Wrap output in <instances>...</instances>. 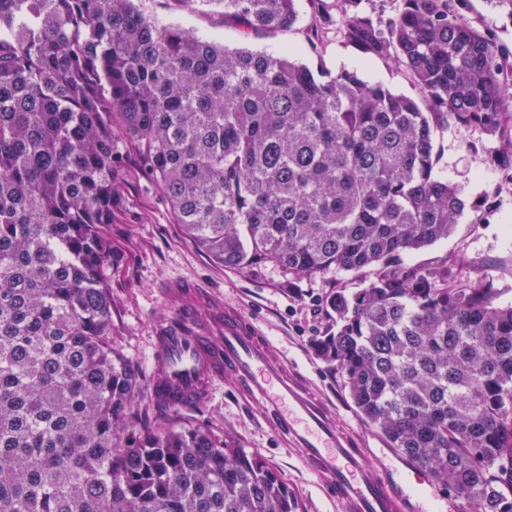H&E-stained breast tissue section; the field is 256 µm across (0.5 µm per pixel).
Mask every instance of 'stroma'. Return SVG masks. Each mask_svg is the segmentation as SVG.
Masks as SVG:
<instances>
[{
	"label": "stroma",
	"instance_id": "35a3bbf8",
	"mask_svg": "<svg viewBox=\"0 0 512 512\" xmlns=\"http://www.w3.org/2000/svg\"><path fill=\"white\" fill-rule=\"evenodd\" d=\"M140 9L163 23L183 26L194 34L254 50H293L313 71L336 74L357 69L360 76L396 93L418 97L403 68L366 57L336 32L313 38L314 6L299 0V16L290 29L259 31L240 37L225 23L222 9L193 13L172 0H138ZM466 20L478 30H491L512 49V5L507 0H466ZM498 138L474 130L459 137L448 130L437 134L438 163L449 181L465 189L467 209L448 239L404 254L406 264L433 268L461 260L474 278L493 279L500 301L512 303V186L500 183L493 170ZM123 194L106 231L112 240V264L105 269L112 290V349L135 366L142 386L151 378L152 336L156 326L171 320L179 299L166 296L167 282L188 279L252 315L279 354L297 367L311 390L333 411L337 421L362 438L372 457L385 459L392 475L410 480L413 467L389 448L376 428L359 416L341 375L316 355L313 342L328 324L325 301L335 289L354 293L374 276L367 267L356 273L331 271L311 279L287 282L278 268L266 265L243 272L214 264L176 224L163 193L145 173L138 152L123 143ZM261 405L237 400L229 382L217 384L209 397L194 407L170 408L154 415L153 424L176 429L200 425L228 445L261 455L288 484L303 512H340L327 498L294 449L278 445L262 420Z\"/></svg>",
	"mask_w": 512,
	"mask_h": 512
}]
</instances>
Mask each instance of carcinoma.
Returning a JSON list of instances; mask_svg holds the SVG:
<instances>
[{
	"label": "carcinoma",
	"instance_id": "cac0c4a2",
	"mask_svg": "<svg viewBox=\"0 0 512 512\" xmlns=\"http://www.w3.org/2000/svg\"><path fill=\"white\" fill-rule=\"evenodd\" d=\"M174 2L223 8L243 37L299 15L298 0ZM360 2L336 0L341 37L404 67L420 99L162 25L135 0H0V512L299 509L261 456L149 427L138 371L112 351L102 228L123 140L219 265L290 281L376 267L330 294L317 356L458 512H512V304L457 261L402 260L466 209L435 133L500 136L512 183V51L464 0H400L377 21ZM333 22L318 0L312 34Z\"/></svg>",
	"mask_w": 512,
	"mask_h": 512
}]
</instances>
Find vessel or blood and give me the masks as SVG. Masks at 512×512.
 I'll list each match as a JSON object with an SVG mask.
<instances>
[{
  "label": "vessel or blood",
  "mask_w": 512,
  "mask_h": 512,
  "mask_svg": "<svg viewBox=\"0 0 512 512\" xmlns=\"http://www.w3.org/2000/svg\"><path fill=\"white\" fill-rule=\"evenodd\" d=\"M237 396L264 407L263 419L280 441L298 449L306 469L321 481L342 512H423L372 461L363 442L340 428L295 367L278 363L272 342L238 307L210 303L181 307L155 330L151 390L163 405L191 407L222 380Z\"/></svg>",
  "instance_id": "1"
}]
</instances>
